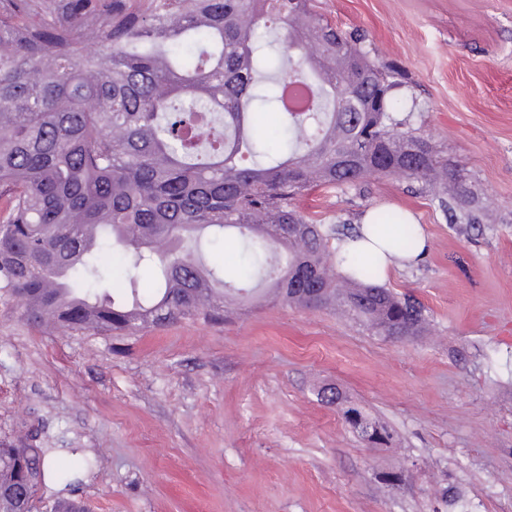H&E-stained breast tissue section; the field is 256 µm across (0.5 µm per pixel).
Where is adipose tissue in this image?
<instances>
[{"label":"adipose tissue","mask_w":512,"mask_h":512,"mask_svg":"<svg viewBox=\"0 0 512 512\" xmlns=\"http://www.w3.org/2000/svg\"><path fill=\"white\" fill-rule=\"evenodd\" d=\"M396 230L393 226H375L373 212H366L361 219L358 235L340 242L338 250L346 254L356 252L365 254L376 262L383 272L400 268L414 261V254H403L392 247L391 242Z\"/></svg>","instance_id":"ef3b65f1"}]
</instances>
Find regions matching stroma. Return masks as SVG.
<instances>
[{"mask_svg":"<svg viewBox=\"0 0 512 512\" xmlns=\"http://www.w3.org/2000/svg\"><path fill=\"white\" fill-rule=\"evenodd\" d=\"M393 65L398 120L465 167L482 224L460 233L414 183L297 198L342 234L412 212L428 249L385 286L428 336L392 340L330 308L246 305L223 322L59 335L0 296V444L56 453L44 482L91 512H512V0H316ZM340 389L392 434L361 440Z\"/></svg>","mask_w":512,"mask_h":512,"instance_id":"35a3bbf8","label":"stroma"}]
</instances>
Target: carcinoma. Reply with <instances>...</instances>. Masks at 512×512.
Wrapping results in <instances>:
<instances>
[{"mask_svg": "<svg viewBox=\"0 0 512 512\" xmlns=\"http://www.w3.org/2000/svg\"><path fill=\"white\" fill-rule=\"evenodd\" d=\"M361 43L313 0H0V295L38 326L130 334L222 322L246 284L267 281L275 300L305 305L316 288L378 335H420V307L378 284L379 265L338 257L293 205L314 187L395 177L461 231L482 221L462 206L466 170L401 130L396 82ZM269 108L275 130L254 121ZM374 220L414 249L404 214ZM227 229L250 250L239 287L202 249ZM342 414L389 443L359 408ZM33 474L46 476L37 450L0 447V512L21 508Z\"/></svg>", "mask_w": 512, "mask_h": 512, "instance_id": "carcinoma-1", "label": "carcinoma"}]
</instances>
